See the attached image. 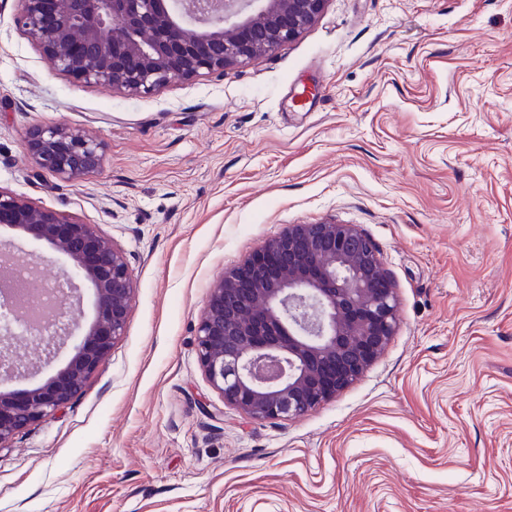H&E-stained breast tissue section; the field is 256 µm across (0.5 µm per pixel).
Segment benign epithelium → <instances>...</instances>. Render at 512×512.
<instances>
[{
  "mask_svg": "<svg viewBox=\"0 0 512 512\" xmlns=\"http://www.w3.org/2000/svg\"><path fill=\"white\" fill-rule=\"evenodd\" d=\"M327 0H22L17 23L49 66L84 83L150 93L274 51L298 38ZM39 169L78 180L101 167L102 144L78 129H33ZM8 229L65 256L59 328L42 336L51 362L80 329L81 285L94 319L64 367L33 387L1 386L36 372L14 344L25 322L0 292V447L66 407L124 335L135 290L124 254L92 224L0 188V261ZM397 325L394 284L352 224H291L224 273L198 328V361L229 405L256 419H292L335 398L383 353Z\"/></svg>",
  "mask_w": 512,
  "mask_h": 512,
  "instance_id": "obj_1",
  "label": "benign epithelium"
}]
</instances>
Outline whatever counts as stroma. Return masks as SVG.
Here are the masks:
<instances>
[{
  "instance_id": "obj_1",
  "label": "stroma",
  "mask_w": 512,
  "mask_h": 512,
  "mask_svg": "<svg viewBox=\"0 0 512 512\" xmlns=\"http://www.w3.org/2000/svg\"><path fill=\"white\" fill-rule=\"evenodd\" d=\"M0 0V188L92 224L136 289L83 392L0 448V512H512V0H327L297 39L148 94L49 68ZM101 141L66 182L25 138ZM356 225L397 295L383 354L292 420L197 356L225 270Z\"/></svg>"
}]
</instances>
